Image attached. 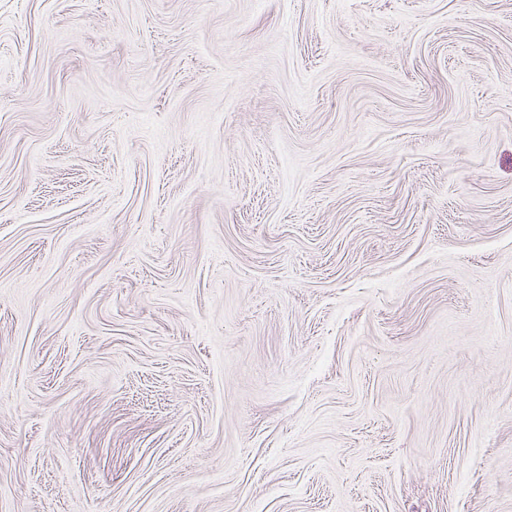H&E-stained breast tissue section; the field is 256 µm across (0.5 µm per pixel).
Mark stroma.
I'll list each match as a JSON object with an SVG mask.
<instances>
[{"label":"stroma","instance_id":"obj_1","mask_svg":"<svg viewBox=\"0 0 512 512\" xmlns=\"http://www.w3.org/2000/svg\"><path fill=\"white\" fill-rule=\"evenodd\" d=\"M0 512H512V0H0Z\"/></svg>","mask_w":512,"mask_h":512}]
</instances>
